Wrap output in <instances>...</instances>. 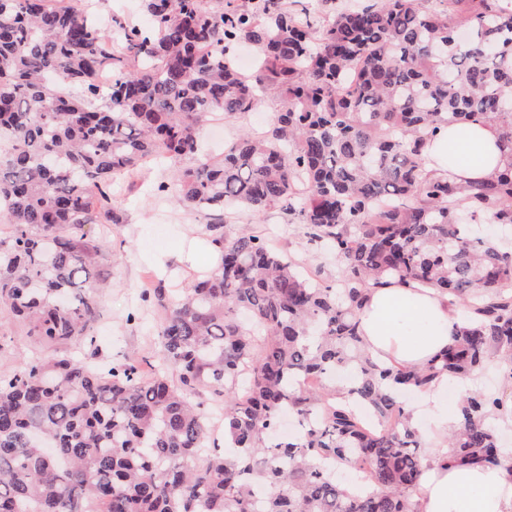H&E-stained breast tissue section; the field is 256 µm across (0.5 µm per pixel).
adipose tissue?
Masks as SVG:
<instances>
[{"label":"adipose tissue","instance_id":"obj_1","mask_svg":"<svg viewBox=\"0 0 512 512\" xmlns=\"http://www.w3.org/2000/svg\"><path fill=\"white\" fill-rule=\"evenodd\" d=\"M437 166H450L458 181H475L498 167L501 152L494 126L472 121L450 127L445 137L424 145ZM460 326L447 297L416 283L371 289L360 312V329L368 352L382 361L421 364L445 350ZM447 378L435 379L422 392L409 423L431 417L430 444L447 438L459 408L448 405ZM419 512H512V472L476 463H427L414 493Z\"/></svg>","mask_w":512,"mask_h":512}]
</instances>
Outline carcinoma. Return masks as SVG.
<instances>
[{
  "mask_svg": "<svg viewBox=\"0 0 512 512\" xmlns=\"http://www.w3.org/2000/svg\"><path fill=\"white\" fill-rule=\"evenodd\" d=\"M143 2L148 29L0 0V310L47 350L0 373V512H418L403 392L471 379L492 355L512 378V251L467 226L512 225V0H360L318 25L283 0ZM266 94L281 105L265 130L197 156L206 118ZM475 120L499 131L495 174L428 170L426 137ZM158 156L195 158L157 190L203 216L220 262L173 304L146 294L162 313L147 374L98 360L90 226L119 223L112 178ZM228 203L330 246L336 284L246 228L224 234ZM391 281L463 309L423 367L363 348L365 292ZM459 407L442 462L502 464L494 424L512 403L476 389ZM286 410L299 431L273 441Z\"/></svg>",
  "mask_w": 512,
  "mask_h": 512,
  "instance_id": "cac0c4a2",
  "label": "carcinoma"
}]
</instances>
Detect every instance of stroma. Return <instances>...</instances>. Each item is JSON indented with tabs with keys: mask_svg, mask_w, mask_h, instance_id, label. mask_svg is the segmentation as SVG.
Listing matches in <instances>:
<instances>
[{
	"mask_svg": "<svg viewBox=\"0 0 512 512\" xmlns=\"http://www.w3.org/2000/svg\"><path fill=\"white\" fill-rule=\"evenodd\" d=\"M276 106V98L267 97L252 112L224 119L220 137L202 129L200 153H223L225 142L242 129L263 130ZM171 168V162H158L135 176L114 178L111 189L121 221L93 227L94 237L103 243L96 266L108 278L99 298L95 334L104 355L115 362L129 356L151 362L159 350L158 318L141 300L144 289L159 286L175 299L214 267L204 219L157 190L160 182L168 180ZM224 220L225 233L250 228L304 260L318 281L335 282L334 255L327 248L308 245L301 229L289 223L287 216L271 211L257 217L247 209L228 207Z\"/></svg>",
	"mask_w": 512,
	"mask_h": 512,
	"instance_id": "obj_1",
	"label": "stroma"
}]
</instances>
